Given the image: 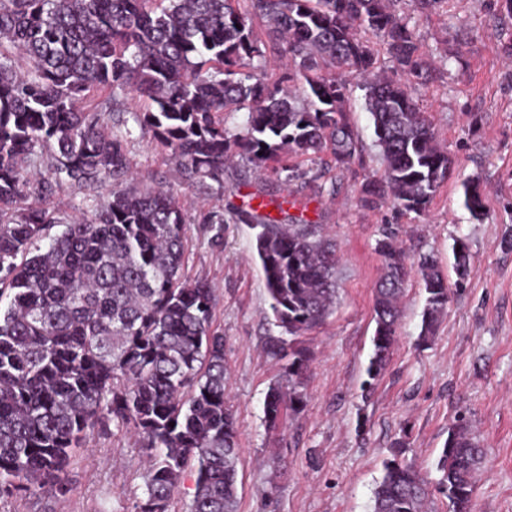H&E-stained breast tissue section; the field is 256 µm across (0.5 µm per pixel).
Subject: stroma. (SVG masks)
Returning a JSON list of instances; mask_svg holds the SVG:
<instances>
[{
  "instance_id": "35a3bbf8",
  "label": "stroma",
  "mask_w": 512,
  "mask_h": 512,
  "mask_svg": "<svg viewBox=\"0 0 512 512\" xmlns=\"http://www.w3.org/2000/svg\"><path fill=\"white\" fill-rule=\"evenodd\" d=\"M402 9L428 65L412 81L413 97L453 160L423 213L361 204L363 189L379 183L383 163L365 91L355 85L346 108L359 138L357 157L339 167L326 151L292 156L300 176L290 182L258 175L245 163L225 168L220 184L187 182L171 153L138 125L139 100L125 99L122 112L105 117L107 126L133 132L126 157L135 186L164 187L183 208L184 280L205 279L215 288L212 328L224 337L226 394L238 430V512H372L393 443L405 439L406 462L437 484L448 430L461 419L485 450L473 512H512V10L505 0H446L430 13L404 0ZM475 176L485 198L477 220L463 206V184ZM250 192L273 198L268 211L282 223L320 225L339 257L336 308L304 337L311 353L305 404L274 429L265 421L264 400L284 364L265 353L277 329L251 231L236 219ZM108 198L104 189L64 184L48 204L68 222ZM212 211L223 213V223H203ZM386 226L396 229L408 262L432 255L448 281L457 279L455 239H466L472 264L425 344L418 339L425 293L418 276H410L397 342L366 391L373 291L383 269L378 242ZM144 465L136 437L98 427L71 461L69 493L0 498V512H137Z\"/></svg>"
}]
</instances>
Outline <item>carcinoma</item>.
Instances as JSON below:
<instances>
[{"mask_svg":"<svg viewBox=\"0 0 512 512\" xmlns=\"http://www.w3.org/2000/svg\"><path fill=\"white\" fill-rule=\"evenodd\" d=\"M400 0H0V498L20 490L64 494L73 453L87 431L111 423L133 431L149 458L138 512H169L186 468L195 474L190 512H237L238 441L225 402L224 336L212 330L214 292L186 283L184 217L175 197L137 193L126 157L128 128L109 132L133 90L140 125L171 152L189 182H224L240 158L291 181L293 155L324 148L337 165L358 141L346 115L348 82L328 63L363 79L384 172L365 189L368 205L426 210L451 158L424 112L381 74L369 41L383 39L396 68L424 69ZM292 64L298 91L268 79L257 21ZM106 88L105 107L77 104ZM244 112L231 128L224 114ZM45 168L33 179L29 169ZM111 187L90 217L56 223L44 206L54 187ZM250 196L237 220L254 231L270 309L283 335L266 343L288 359L286 384L271 385L264 415L274 428L305 403L310 354L302 337L336 304V252L315 224H281ZM464 207L485 208L480 180L464 185ZM47 244H42L44 239ZM458 282L472 255L453 244ZM384 274L375 288V378L396 342L398 302L411 269L383 234ZM426 293L419 340L434 336L450 287L430 255L416 264ZM398 440L383 464L372 512H425V479ZM482 450L469 425L448 430L437 468L448 512H472Z\"/></svg>","mask_w":512,"mask_h":512,"instance_id":"1","label":"carcinoma"}]
</instances>
